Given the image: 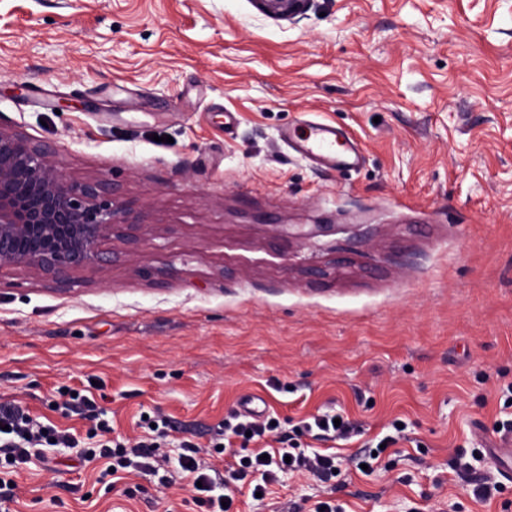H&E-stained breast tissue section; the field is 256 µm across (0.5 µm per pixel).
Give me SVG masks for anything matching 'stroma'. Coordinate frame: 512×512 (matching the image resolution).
<instances>
[{
  "mask_svg": "<svg viewBox=\"0 0 512 512\" xmlns=\"http://www.w3.org/2000/svg\"><path fill=\"white\" fill-rule=\"evenodd\" d=\"M310 121L359 165L283 140ZM0 124L143 216L70 289L0 270V405L79 441L11 473L10 512H207L180 471L81 459L104 438L72 391L114 440L164 416L172 464L245 407L278 421L268 446L336 454L235 512H512L510 481L473 494L512 420V0H0ZM325 412L352 437L298 433ZM264 12L279 17L291 18L300 14L308 0H254ZM70 398L73 401H78L83 417L91 422H95V430H99L102 433L101 435L112 431L107 421L101 418V416L105 415V410L98 406L93 398L90 399L86 395H80V393H76V396H72V393H70Z\"/></svg>",
  "mask_w": 512,
  "mask_h": 512,
  "instance_id": "obj_1",
  "label": "stroma"
}]
</instances>
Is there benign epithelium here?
I'll return each instance as SVG.
<instances>
[{
    "mask_svg": "<svg viewBox=\"0 0 512 512\" xmlns=\"http://www.w3.org/2000/svg\"><path fill=\"white\" fill-rule=\"evenodd\" d=\"M308 0H255L264 12L291 18ZM51 145L0 126V269H33L63 285L68 274L110 262L102 244L124 237L141 215L114 201L103 179L73 182Z\"/></svg>",
    "mask_w": 512,
    "mask_h": 512,
    "instance_id": "obj_1",
    "label": "benign epithelium"
}]
</instances>
